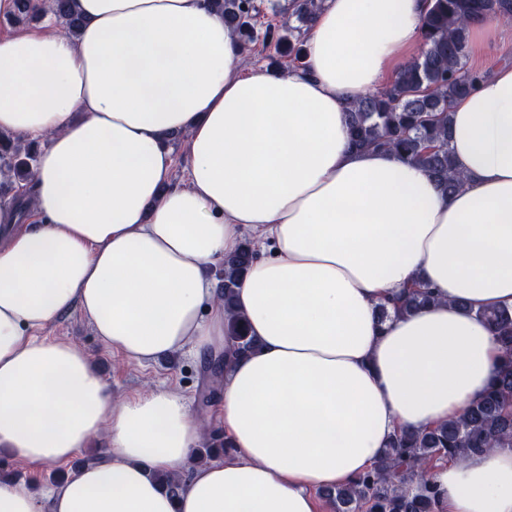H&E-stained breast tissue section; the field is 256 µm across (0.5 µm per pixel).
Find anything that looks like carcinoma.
Returning <instances> with one entry per match:
<instances>
[{
	"label": "carcinoma",
	"instance_id": "carcinoma-1",
	"mask_svg": "<svg viewBox=\"0 0 512 512\" xmlns=\"http://www.w3.org/2000/svg\"><path fill=\"white\" fill-rule=\"evenodd\" d=\"M73 0H52L41 8L35 0H15L9 21L37 24L47 12L61 32L74 37L80 28ZM224 13V22L237 31L246 47L261 42L273 50L270 59H288L301 66L307 29L323 0H288L271 6L278 22L260 21L257 0H210ZM512 18V0H430L423 19V47L390 85L352 98L347 106L351 147L357 151L384 149L424 168L450 194L464 181L449 149L450 114L454 103L473 87L480 73L467 67L469 25L490 15ZM297 25H292L291 21ZM37 148L0 133V190H13L33 177ZM256 259L251 242L224 258V311L235 351L254 347L243 320L234 312L235 288ZM434 300L417 285L393 301L394 312L409 313ZM493 326L503 363L485 392L463 415L428 431H403L385 448L376 467L348 487L329 488L321 495L332 512H438L439 492L420 478L419 469L439 460L460 459L492 448H512V314L483 312Z\"/></svg>",
	"mask_w": 512,
	"mask_h": 512
}]
</instances>
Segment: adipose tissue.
<instances>
[{
	"label": "adipose tissue",
	"instance_id": "obj_1",
	"mask_svg": "<svg viewBox=\"0 0 512 512\" xmlns=\"http://www.w3.org/2000/svg\"><path fill=\"white\" fill-rule=\"evenodd\" d=\"M427 5L325 0L301 68L247 67L208 0H74L76 37L48 17L0 34V131L39 146L32 182L0 198V450L51 468L106 444L61 483L0 482V512H321L319 491L397 432L486 390L501 351L482 313L512 312V65L454 105L453 194L349 147L348 101L412 60ZM247 240L235 310L257 348L236 354L206 270ZM418 283L433 302L382 314ZM74 312L142 366L225 357L230 451L196 460L208 429L175 388L115 397L48 333ZM425 476L440 512H512V448Z\"/></svg>",
	"mask_w": 512,
	"mask_h": 512
}]
</instances>
